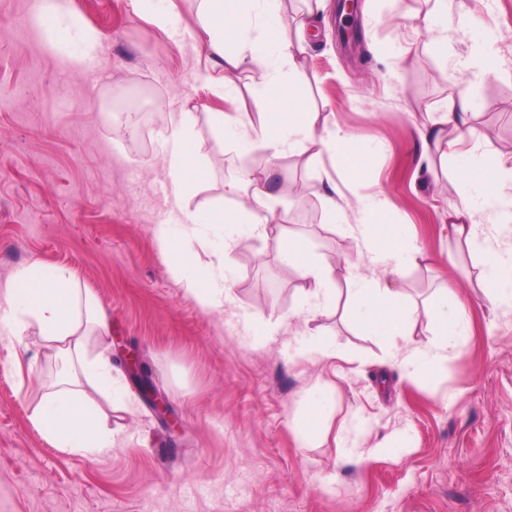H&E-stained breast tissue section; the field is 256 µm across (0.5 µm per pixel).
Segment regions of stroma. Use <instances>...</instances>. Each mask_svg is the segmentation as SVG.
<instances>
[{"instance_id": "35a3bbf8", "label": "stroma", "mask_w": 512, "mask_h": 512, "mask_svg": "<svg viewBox=\"0 0 512 512\" xmlns=\"http://www.w3.org/2000/svg\"><path fill=\"white\" fill-rule=\"evenodd\" d=\"M61 2L97 41L92 69L72 66L70 46L49 40L27 0H0V280L35 260L72 273L98 296L112 336L139 354L178 426L165 429L135 392L131 404L103 406L112 448L85 457L54 447L31 416L60 362L0 329V512H512V308L484 301L478 256L449 257L448 213L467 181L417 135L467 88L478 153L512 167V0H466L462 15L447 0L445 59L415 25L429 0H362L361 43L350 50L326 9L306 40L304 96L367 167L354 171L341 156L317 168L296 155L278 161L281 182L304 188L285 201L287 227L328 262L355 242L331 227L324 193L338 187L355 210L373 195L386 200L387 223L405 225L417 248L401 280L420 305L415 339L431 336L423 303L437 289L467 296L470 335L427 379L403 377L342 308L292 319L301 281L277 261V235L234 253L231 316L184 291L155 235L176 212L161 132L129 151L97 103L126 87L166 113H193L209 177L187 205L229 208L227 168L242 151L211 133L207 112L252 111V73L238 72L231 96L204 85L196 0H155L177 16L171 32L135 15L131 0ZM475 42L496 54L499 73L460 68ZM271 317L282 321L276 341L240 337V319L261 330ZM317 327L340 358L293 359L289 338ZM318 378L335 410L319 447L305 448L291 421ZM382 443L387 452L366 466L341 459Z\"/></svg>"}]
</instances>
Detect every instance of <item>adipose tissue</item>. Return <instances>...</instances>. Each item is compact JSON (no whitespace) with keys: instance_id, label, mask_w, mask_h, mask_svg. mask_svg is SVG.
<instances>
[{"instance_id":"ef3b65f1","label":"adipose tissue","mask_w":512,"mask_h":512,"mask_svg":"<svg viewBox=\"0 0 512 512\" xmlns=\"http://www.w3.org/2000/svg\"><path fill=\"white\" fill-rule=\"evenodd\" d=\"M282 5L283 0H200L198 40L206 53V70L213 75L212 85L233 93L234 75L245 67L262 88L253 99L254 113H211L210 129L241 148L262 147L270 158L250 173L244 198L234 210L185 211L178 223L158 226V237L172 259V272L205 311H223L231 299L224 269L231 263L232 253L246 239L278 231L277 259L302 280L305 302L328 307L338 296H345L346 319L384 345L406 375L432 376L447 367L464 343L468 300L453 290L439 289L428 303L435 317L432 339H413L415 306L398 286L413 250L402 233L388 231L386 225L374 221V214L385 205L383 199H368L364 217L355 223L346 200L325 196L328 212L341 219L344 232L356 243L355 253L341 256L335 265L321 261L306 238L283 232L288 213L282 205L299 189L279 187V159L299 155L313 163L323 155L342 152L348 138L342 131L330 133L320 128L318 113L305 109L301 81L306 24L301 21L289 27ZM43 15L50 22L51 39L78 45V52L71 56L73 65L94 58L96 40L80 29L73 15L55 0H48ZM471 111L467 90H460L442 112L439 131L432 135L434 142L446 144L447 156L458 174L476 175L481 198L479 208H472L466 200L454 207L448 214V231L457 243L480 256L487 303L512 307V247L499 244L502 228L512 225V192L507 189L512 170H505L501 156L474 152L481 133L470 123ZM162 144L165 174L179 200L207 176L194 141L191 113L171 116ZM479 210L493 216V223H477ZM211 231L220 233V249L216 265L204 271L190 241ZM363 263L368 265V273L360 272ZM340 265L347 271L341 287L336 284ZM0 321L18 337L37 328L44 346L62 363L54 389L46 393L32 417L42 434L56 447L79 455H95L112 447L113 432L86 390L91 387L117 397L126 384L113 363L111 327L96 296L78 287L66 269L34 261L0 284ZM93 336L99 338L100 347L91 355L87 344ZM319 390L292 422L294 433L306 445L319 438L332 410L327 385H320Z\"/></svg>"}]
</instances>
